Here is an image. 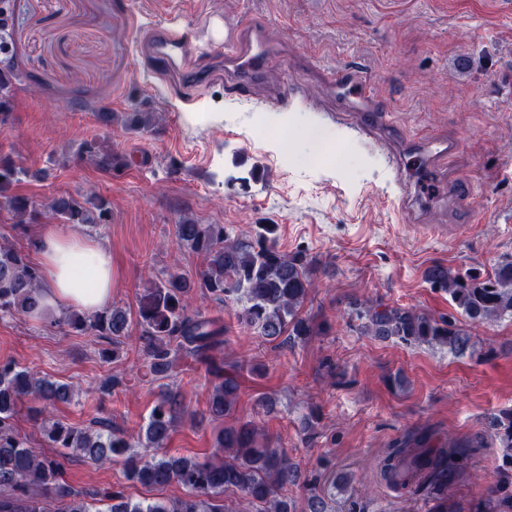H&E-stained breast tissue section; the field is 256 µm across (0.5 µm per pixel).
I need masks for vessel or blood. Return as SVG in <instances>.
Here are the masks:
<instances>
[{
    "label": "vessel or blood",
    "instance_id": "b4317fda",
    "mask_svg": "<svg viewBox=\"0 0 512 512\" xmlns=\"http://www.w3.org/2000/svg\"><path fill=\"white\" fill-rule=\"evenodd\" d=\"M224 58L231 61L224 80L234 87H251L263 81L267 71L268 46L257 24H228L224 27ZM198 48L197 43L167 26L154 29L150 38V51L154 58L171 61L181 59L182 74H190L188 64ZM324 79L333 91L332 121L357 140L373 144L378 150L386 170L394 180L402 178V155L392 142L395 131L386 114L374 101L370 85L361 72L352 67H341L325 73ZM430 167L447 168L448 159L457 145L431 138L418 141Z\"/></svg>",
    "mask_w": 512,
    "mask_h": 512
}]
</instances>
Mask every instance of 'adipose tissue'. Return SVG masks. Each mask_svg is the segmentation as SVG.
<instances>
[{
  "label": "adipose tissue",
  "mask_w": 512,
  "mask_h": 512,
  "mask_svg": "<svg viewBox=\"0 0 512 512\" xmlns=\"http://www.w3.org/2000/svg\"><path fill=\"white\" fill-rule=\"evenodd\" d=\"M43 270L42 306L61 314L112 303V257L97 239L41 228L35 240Z\"/></svg>",
  "instance_id": "1"
}]
</instances>
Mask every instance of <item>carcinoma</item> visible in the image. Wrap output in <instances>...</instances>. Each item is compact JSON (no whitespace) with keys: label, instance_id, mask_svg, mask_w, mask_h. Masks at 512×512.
Wrapping results in <instances>:
<instances>
[{"label":"carcinoma","instance_id":"1","mask_svg":"<svg viewBox=\"0 0 512 512\" xmlns=\"http://www.w3.org/2000/svg\"><path fill=\"white\" fill-rule=\"evenodd\" d=\"M17 17L11 0H0V116L6 117L22 74L15 37ZM159 124L155 112H132L125 118L128 129L152 132ZM81 156L105 172L126 166L122 156L95 140L83 142ZM23 169L0 157V196L13 212L15 223L30 224L36 206L22 195L7 191L19 180ZM46 213L74 227L108 222V203L95 194L82 199L71 195L46 198ZM180 246L201 255L204 266L193 278L167 273L149 281L138 303L137 324L147 341L144 370L137 378L153 380L172 376L190 361L206 367L212 376L207 401L209 414L225 418L234 413L240 383L233 367H224V328L216 320L190 310L193 294H207L220 302L236 303L240 325L259 335L291 345L304 344L316 335L317 326L302 309L311 288L316 260L303 253L279 249V225L257 224L254 233L234 234L222 224H199L183 217L176 225ZM426 280L448 292L462 318L472 324L512 319V258L497 263L492 275H461L436 264ZM42 274L26 255L11 246H0V314L31 315L41 309ZM352 313L367 334L383 341L406 345L446 346L463 354L473 348L471 335L458 319H436L413 308L381 301L355 303ZM60 323L75 332L112 337V344L130 337L129 319L119 307L102 312L73 310ZM33 397L42 417L43 438L60 449L47 457L29 445L14 430L12 420L18 405ZM70 386L38 378L14 361H0V512H51L46 500L63 503L60 512H93L86 496L63 478L64 462L72 457L103 463L114 457L126 460L128 477L154 488L177 484L184 496L175 499L132 503L120 492L111 496L107 512H231L226 495L240 493L257 512H294L293 502L282 494L290 485L307 491V512H327L328 502L317 490V481L302 476L298 467L277 448L264 444V433L249 420L224 426L217 435L215 452L202 461L152 451L163 447L184 414L180 393L167 390L152 408L143 436L132 444L124 433L102 422L96 428L74 427L48 417V409L69 403ZM499 442L497 480L475 512H512V410L494 417ZM427 436L393 449L380 463V477L395 490L419 491L423 484L440 490L457 468V447L428 448Z\"/></svg>","mask_w":512,"mask_h":512}]
</instances>
